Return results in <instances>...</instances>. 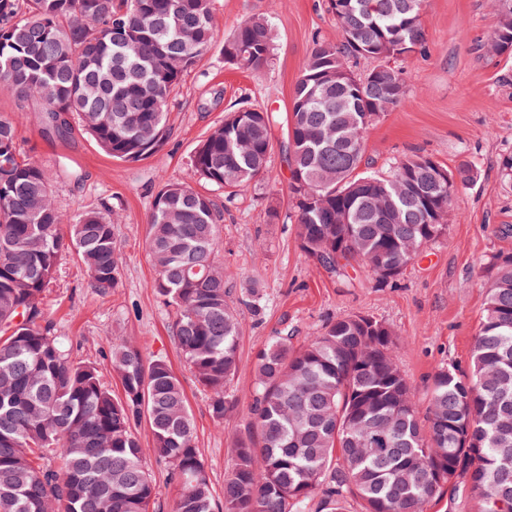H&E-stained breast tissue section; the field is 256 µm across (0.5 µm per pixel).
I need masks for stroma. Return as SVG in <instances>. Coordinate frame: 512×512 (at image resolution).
<instances>
[{
  "label": "stroma",
  "instance_id": "stroma-1",
  "mask_svg": "<svg viewBox=\"0 0 512 512\" xmlns=\"http://www.w3.org/2000/svg\"><path fill=\"white\" fill-rule=\"evenodd\" d=\"M328 0H214L220 35L263 14L275 24L272 63L250 71L225 64L221 44L187 71L167 108L171 135L161 151L139 161L110 157L81 126L45 137L34 101L0 88V113L18 127L19 153L50 176L55 204L65 218L106 207L119 220L123 255L118 288L102 294L89 285L74 252H63L46 297L58 335L68 337L74 361L96 365L114 395L122 387L112 372L108 341L126 337L147 357L167 359L187 398L195 446L224 504V475L235 435L252 423L256 356L282 330L297 338L318 335L341 316L369 314L396 334L398 365L420 408L428 406L430 378L443 365L468 369L486 302L482 270L499 251L512 252V190L502 186L497 165L512 152V57L485 54L480 44L493 22L491 0H427L423 17L428 52L409 63L407 101L370 127L364 144L368 170L383 171L411 153L453 167H476V186L458 192L446 236L407 265L386 286L360 268L326 273L306 259L295 227L271 217L287 210L290 172L286 117L314 36L336 41ZM258 104L274 112L271 166L266 178L233 200L202 181L191 167L194 149L228 110ZM180 181L224 206L218 249L239 322V366L233 389L236 412L213 421L210 399L183 361L172 331L173 312L153 288L155 268L146 247L148 220L161 183ZM259 299L260 314L247 302Z\"/></svg>",
  "mask_w": 512,
  "mask_h": 512
}]
</instances>
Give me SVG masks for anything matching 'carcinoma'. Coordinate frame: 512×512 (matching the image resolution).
I'll use <instances>...</instances> for the list:
<instances>
[{"mask_svg":"<svg viewBox=\"0 0 512 512\" xmlns=\"http://www.w3.org/2000/svg\"><path fill=\"white\" fill-rule=\"evenodd\" d=\"M492 0L482 47L512 51V10ZM424 0H330L340 30L304 62L288 118L291 211L300 249L329 273L356 264L382 287L448 229L461 188L480 180L418 153L380 173L362 170L367 129L407 98L408 59L422 54ZM217 35L213 0H0V85L38 104L43 129L73 122L109 155L138 161L170 136L166 109ZM260 69L274 23L252 16L224 38ZM370 67L355 71L362 61ZM268 109L228 113L192 158L225 198L264 177L273 149ZM0 113V512H150V456L178 487L173 512H215L181 383L169 362L115 337L117 398L95 365L75 362L46 319L61 253L72 249L90 287H119L123 257L109 209L66 224L46 172L16 150ZM216 202L178 181L157 191L146 246L152 288L175 311L173 333L213 419L236 410L239 329L217 259ZM394 271L391 276L388 271ZM487 299L471 370L448 364L430 383L426 419L396 363L395 333L364 314L339 317L298 346L275 337L257 355L251 428L232 440L224 512H423L458 477L474 512H512V253L484 267ZM147 422L151 447L137 426Z\"/></svg>","mask_w":512,"mask_h":512,"instance_id":"obj_1","label":"carcinoma"}]
</instances>
